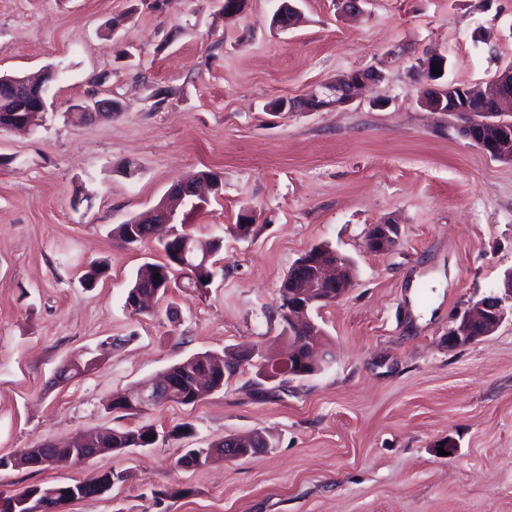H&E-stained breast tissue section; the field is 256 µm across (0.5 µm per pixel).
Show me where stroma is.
Listing matches in <instances>:
<instances>
[{
  "instance_id": "obj_1",
  "label": "stroma",
  "mask_w": 512,
  "mask_h": 512,
  "mask_svg": "<svg viewBox=\"0 0 512 512\" xmlns=\"http://www.w3.org/2000/svg\"><path fill=\"white\" fill-rule=\"evenodd\" d=\"M282 2L227 15L224 0H0V73L58 72L40 127L0 130V457L98 426L164 437L83 466L0 469V495L122 470L125 483L66 512H512V321L448 342L512 268V164L421 107L411 77L435 51L449 81H490L512 61V0H367L355 20L336 0H304L286 31L271 23ZM369 67L384 79L347 106L271 108ZM90 99L120 110L80 120L72 107ZM208 170L221 192L182 216L194 237L224 238L211 284L131 314L136 270L165 254L112 228ZM244 213L253 232L241 238ZM387 219L397 246L366 251L369 225ZM320 243L355 264L350 291L311 314L332 354L320 372L269 391L248 369L193 406L108 411L195 353L277 352L268 313ZM96 348L88 372L55 381ZM183 422L194 433L169 438ZM256 430L273 448L176 464Z\"/></svg>"
}]
</instances>
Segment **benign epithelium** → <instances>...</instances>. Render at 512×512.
<instances>
[{"label":"benign epithelium","mask_w":512,"mask_h":512,"mask_svg":"<svg viewBox=\"0 0 512 512\" xmlns=\"http://www.w3.org/2000/svg\"><path fill=\"white\" fill-rule=\"evenodd\" d=\"M300 10L284 0L275 24L282 29L293 28L299 19ZM44 79L37 76L0 74V129L33 130L40 122L42 113L47 111V79L55 76L54 68L44 69ZM383 79V72L377 68L354 69L336 76L322 85L319 90L298 99L284 101L283 109L290 112H316L326 107H341L356 98L368 84ZM444 89L434 84L427 87L419 103L431 112L452 113L462 119L460 134L469 139L490 157L496 159L512 148V66L501 69L486 87H477L470 97L457 102L454 94H448L443 101ZM154 229L160 230L181 220L169 205L151 208ZM399 225L391 222L372 224L365 238V249L372 253H384L394 249L398 243ZM181 246L175 254V264L184 269L200 270L209 263L207 251H198L193 237L186 233L179 238ZM353 263L341 252L327 246L312 247L300 256L288 270L284 280L290 288L287 300L281 310L285 318V335L288 336V354L274 364H265L268 377L286 368L290 358L298 353V336H311L318 325L306 319V315L318 303H332L344 297L353 286ZM160 289L148 288L135 291L127 300L129 310L145 306V302L159 295ZM512 317V274L500 282L497 292L474 303L457 319L448 332V343H470L496 330L506 317ZM171 388L168 379L161 378L141 385L132 398L117 397L111 408L122 412L126 409L148 410L156 405L169 402ZM112 432L101 431L97 436L86 432L70 442L72 451L66 455L36 452L31 455L28 466L46 469L60 459L86 464L108 451ZM249 437L240 436L228 442L224 459L242 460L251 456L248 448ZM81 489L70 486L61 493L52 487L29 494L21 499L25 512H65L68 505L80 496Z\"/></svg>","instance_id":"obj_1"}]
</instances>
